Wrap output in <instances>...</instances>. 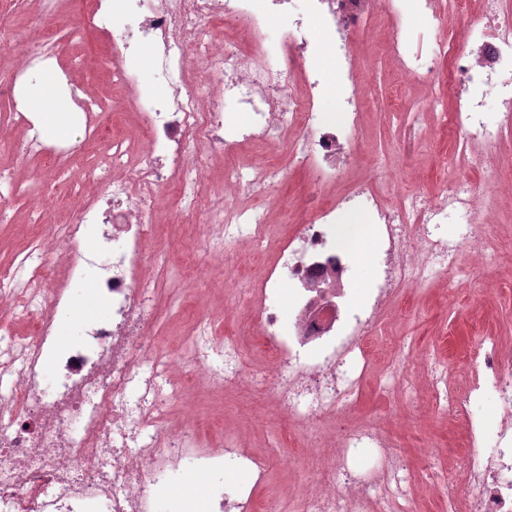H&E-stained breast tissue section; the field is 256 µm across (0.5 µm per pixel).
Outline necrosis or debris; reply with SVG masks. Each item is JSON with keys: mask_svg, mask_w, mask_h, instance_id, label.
<instances>
[{"mask_svg": "<svg viewBox=\"0 0 512 512\" xmlns=\"http://www.w3.org/2000/svg\"><path fill=\"white\" fill-rule=\"evenodd\" d=\"M379 2L376 13L367 0H305L307 14L336 36L346 124L355 125L359 108L347 36L380 18L391 24L386 52L399 93L425 86L435 106L449 96L450 124L468 166H485L512 133V16L499 0H414L422 25L437 33L421 54L406 42L405 0ZM273 10L285 26L269 45L263 32ZM88 15L110 44L113 80L135 89L131 106L147 139L141 147L114 141L111 175L97 164L82 169L79 181L95 183L97 194L80 202L71 223L51 225L49 241L32 242L18 262L0 268V313L34 326L25 342L0 347V375L14 379L12 393L0 398V512H183L177 488L189 469L210 476L205 512H257L259 486L287 462L283 449L251 455L231 438L219 447L202 438L192 416L167 418L182 387L168 377L172 352L147 330L160 299L172 292L147 250L154 235L148 217L161 190L173 189L181 213L198 216L206 248L220 257L267 240L262 202L284 172L275 165L225 167L223 195L206 204L204 156H225L245 141H283L289 157L309 169L312 186L297 234L280 244L275 264L246 291L257 332L215 336L201 311L186 346L208 388L241 386L248 351L268 354L271 390L290 428L303 432L358 399L369 366L362 341L402 289L457 273L466 250L480 267H498L501 243L479 229L493 190L457 176L431 201L410 192L387 207L362 184L341 202L323 201L322 187L352 156L316 105L331 76L314 61L316 45L294 0H89ZM14 43L19 64L0 79V99L10 106L9 123L27 130L18 155L45 154L65 168L101 134L104 107L70 87L80 121L65 137L49 139L24 110L25 75L59 60V39L42 27L21 31ZM145 44L169 83L166 94L139 84L127 66ZM447 60L457 82L444 87L439 68ZM487 86L502 106L494 121L482 109ZM228 99L247 110V125L226 129ZM355 208L375 219L380 275L366 308L350 315L329 309L325 283L347 270L335 230L341 211ZM451 213L459 222L448 233L443 224ZM86 283L110 312L86 325L78 343L60 345L69 291ZM283 298L292 314L286 327ZM501 353L497 338L485 337L478 370L460 388L448 387L440 368L432 370L437 412L464 423L469 436L459 479L440 483L450 512H512V374ZM487 392L501 406L494 425L473 419L468 407ZM361 448L376 449L374 466L358 463ZM315 460L321 479L302 489L294 512H406L411 477L377 422L346 430L337 448L319 449ZM228 469L250 473L254 484L225 482Z\"/></svg>", "mask_w": 512, "mask_h": 512, "instance_id": "obj_1", "label": "necrosis or debris"}]
</instances>
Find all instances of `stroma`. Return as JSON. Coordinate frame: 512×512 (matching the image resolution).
<instances>
[{
  "label": "stroma",
  "instance_id": "obj_1",
  "mask_svg": "<svg viewBox=\"0 0 512 512\" xmlns=\"http://www.w3.org/2000/svg\"><path fill=\"white\" fill-rule=\"evenodd\" d=\"M82 0H71L60 16L42 20L35 0H19L15 8L0 17V40L9 39L12 30L48 23L58 30L63 59L85 56L95 61L92 69L74 71L72 79L95 98L108 104L103 134L91 162L107 160L112 143L143 140L127 114V105L112 87V72L100 66L104 45L87 21ZM387 28L379 24L353 34L350 50L367 70L363 88L364 110L358 130L342 127L339 133L359 158L354 167L340 170L335 186L326 190L327 200H335L357 180L370 182L386 204H397L407 191L434 198L441 189L440 171L459 172L457 145L438 110L427 108L418 126H411L406 111L421 101V91L396 95V74L385 53ZM399 99V113L380 111L381 102ZM70 113L74 107L61 86L60 69L35 70L28 75L26 107L42 117L49 107ZM18 131L0 126V165L14 169L19 178L30 183L56 177L51 163L39 156L17 160L8 148ZM242 157L250 163H272L285 170L283 180L269 193L265 203L271 209L280 231L295 234L299 212L308 192L307 173L292 164L285 146L278 143H254L245 146ZM477 186H498V209L490 228L501 237L512 236V142L503 143L494 165L473 172ZM155 237L165 247L164 274L171 284L182 287L176 306L177 318H170L167 307H159L155 329L166 347L175 353L184 350V339L192 330L191 318L203 300L215 304L213 329L216 335L249 334L254 313L242 302L249 282L259 277L271 260V250H256L242 244L225 254L224 265L212 268L204 252L199 222L179 214L173 192H162L161 207L152 216ZM41 225L31 214V200H15L8 218L0 221V266L11 265L17 254L33 238L44 236ZM337 242L352 241L347 251L349 271L343 279L346 291L362 296L371 285L375 269L371 260L372 229L363 214L350 215L336 227ZM487 336L500 337L504 350H512V251H505L494 269L478 270L463 265L461 273L441 277L424 286L403 289L386 311L381 324L366 338L374 357L361 395L349 415L337 417V429L361 419L375 420L393 437L411 470L412 512H448V500L430 485L428 473L448 471L461 455L467 431L461 423L450 421L432 406L429 384L432 364H440L449 382H456L476 367L475 353ZM410 349L412 359L407 378L414 385L411 397L398 388L383 389L384 371L391 353ZM199 431L203 437L221 441L225 435H240L244 447L260 452L270 442L279 443L290 453L292 462L278 478L284 497H291L300 484L319 481L317 471L304 460L313 443L312 436L291 431L277 415L267 395H254L249 386L221 396L198 397Z\"/></svg>",
  "mask_w": 512,
  "mask_h": 512
}]
</instances>
